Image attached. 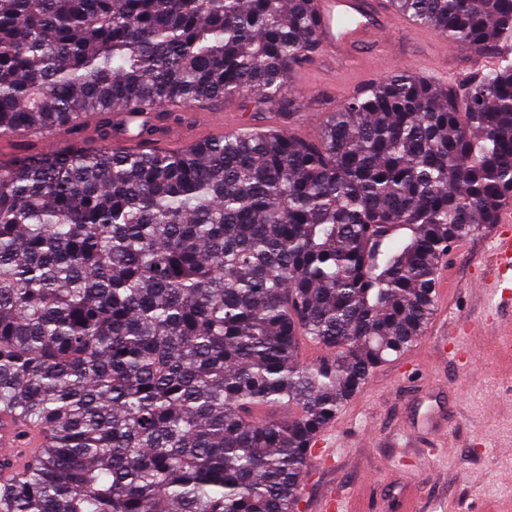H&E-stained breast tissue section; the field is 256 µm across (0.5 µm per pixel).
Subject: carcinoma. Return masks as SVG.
<instances>
[{
	"label": "carcinoma",
	"instance_id": "carcinoma-1",
	"mask_svg": "<svg viewBox=\"0 0 512 512\" xmlns=\"http://www.w3.org/2000/svg\"><path fill=\"white\" fill-rule=\"evenodd\" d=\"M311 0H0V136L92 112L106 142L228 97L299 112ZM494 53L512 0H391ZM408 72L307 140L0 166V408L48 432L0 512H298L315 437L426 332L438 266L512 194V61ZM322 353L300 360V342Z\"/></svg>",
	"mask_w": 512,
	"mask_h": 512
}]
</instances>
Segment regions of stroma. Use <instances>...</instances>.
<instances>
[{
  "instance_id": "obj_1",
  "label": "stroma",
  "mask_w": 512,
  "mask_h": 512,
  "mask_svg": "<svg viewBox=\"0 0 512 512\" xmlns=\"http://www.w3.org/2000/svg\"><path fill=\"white\" fill-rule=\"evenodd\" d=\"M359 71L343 62L316 61L292 82L304 120L297 137L311 138L328 112L348 97ZM480 235L453 247L444 267L452 288L439 298L424 337L400 362L377 368L356 399L336 417V463L312 465L299 512H512V311L491 313L487 298L467 282L483 263ZM467 321L470 334L456 337L480 360L466 372L444 357L442 335L450 322ZM441 409L440 440L405 438L430 404Z\"/></svg>"
}]
</instances>
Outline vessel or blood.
I'll return each mask as SVG.
<instances>
[{"instance_id": "b4317fda", "label": "vessel or blood", "mask_w": 512, "mask_h": 512, "mask_svg": "<svg viewBox=\"0 0 512 512\" xmlns=\"http://www.w3.org/2000/svg\"><path fill=\"white\" fill-rule=\"evenodd\" d=\"M319 20L321 55L342 59L347 64L363 63V50L376 45L393 25L411 27L404 15L394 13L385 0H312ZM448 46H437L436 60L415 63L417 73L442 75L446 72ZM245 126L239 113L215 112L209 104H195L181 124L162 126L155 139L144 142L121 136L114 144L133 151L152 149L183 150L217 136L223 131H238ZM488 268L474 281V288L501 306L512 305V195L501 198L493 232L486 239ZM44 443L42 433L16 414L0 412V463L18 471L34 462Z\"/></svg>"}]
</instances>
